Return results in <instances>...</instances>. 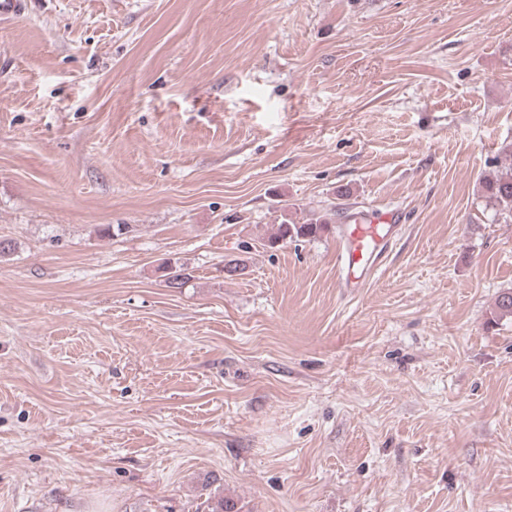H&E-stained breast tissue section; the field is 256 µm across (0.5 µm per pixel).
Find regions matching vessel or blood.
<instances>
[{
    "label": "vessel or blood",
    "instance_id": "vessel-or-blood-1",
    "mask_svg": "<svg viewBox=\"0 0 512 512\" xmlns=\"http://www.w3.org/2000/svg\"><path fill=\"white\" fill-rule=\"evenodd\" d=\"M400 221L399 211L390 210L372 217L357 215L344 225L338 253L340 287H362L384 259Z\"/></svg>",
    "mask_w": 512,
    "mask_h": 512
}]
</instances>
